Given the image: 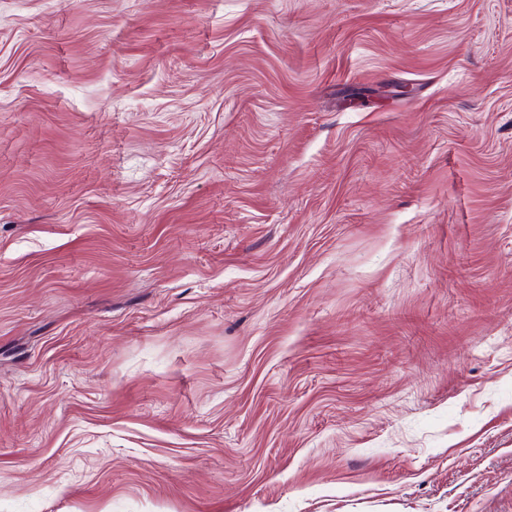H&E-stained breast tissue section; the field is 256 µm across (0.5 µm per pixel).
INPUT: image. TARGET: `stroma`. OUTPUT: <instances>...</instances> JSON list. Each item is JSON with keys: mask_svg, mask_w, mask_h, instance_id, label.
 Listing matches in <instances>:
<instances>
[{"mask_svg": "<svg viewBox=\"0 0 512 512\" xmlns=\"http://www.w3.org/2000/svg\"><path fill=\"white\" fill-rule=\"evenodd\" d=\"M0 512H512V0H0Z\"/></svg>", "mask_w": 512, "mask_h": 512, "instance_id": "1", "label": "stroma"}]
</instances>
